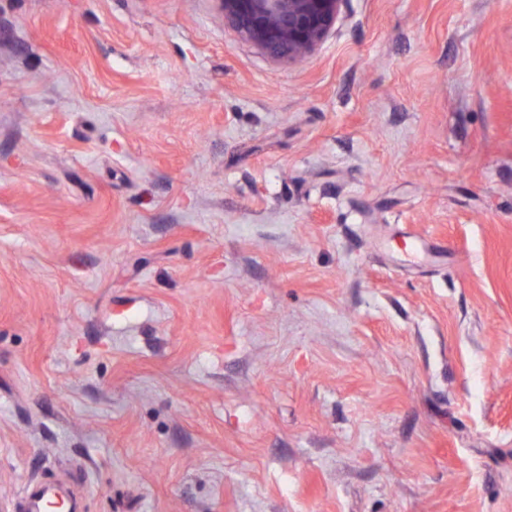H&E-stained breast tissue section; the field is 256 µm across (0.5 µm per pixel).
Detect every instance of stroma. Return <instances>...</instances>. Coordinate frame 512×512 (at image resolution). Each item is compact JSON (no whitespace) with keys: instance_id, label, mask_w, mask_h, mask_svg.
<instances>
[{"instance_id":"1","label":"stroma","mask_w":512,"mask_h":512,"mask_svg":"<svg viewBox=\"0 0 512 512\" xmlns=\"http://www.w3.org/2000/svg\"><path fill=\"white\" fill-rule=\"evenodd\" d=\"M512 512V0H0V504ZM346 0H217L244 41L278 60L314 52L328 37Z\"/></svg>"}]
</instances>
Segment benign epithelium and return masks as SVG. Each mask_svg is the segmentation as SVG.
Segmentation results:
<instances>
[{"instance_id": "obj_1", "label": "benign epithelium", "mask_w": 512, "mask_h": 512, "mask_svg": "<svg viewBox=\"0 0 512 512\" xmlns=\"http://www.w3.org/2000/svg\"><path fill=\"white\" fill-rule=\"evenodd\" d=\"M244 41L278 60L314 52L328 37L345 0H217Z\"/></svg>"}]
</instances>
